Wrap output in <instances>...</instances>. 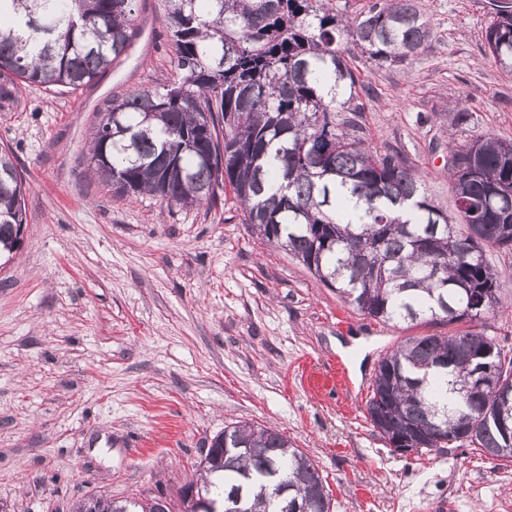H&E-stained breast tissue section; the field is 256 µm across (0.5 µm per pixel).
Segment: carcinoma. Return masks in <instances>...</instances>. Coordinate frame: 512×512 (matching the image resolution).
<instances>
[{
	"label": "carcinoma",
	"mask_w": 512,
	"mask_h": 512,
	"mask_svg": "<svg viewBox=\"0 0 512 512\" xmlns=\"http://www.w3.org/2000/svg\"><path fill=\"white\" fill-rule=\"evenodd\" d=\"M136 2L0 0V102L21 84L93 83L135 40ZM166 2L176 78L112 101L91 136L93 174L117 195L168 206L212 202L227 183L247 223L363 315L470 324L381 357L368 418L395 452L468 443L512 461V357L479 330L501 304L484 248H512V142L449 144L450 215L405 158L377 152L338 118L359 106L337 38L348 33L378 66L404 63L432 38L413 0H375L353 17L330 0ZM485 51L512 72L507 0L495 5ZM25 193L15 156L1 150V256L18 248ZM493 364L502 385L478 387ZM201 466L214 512H331L313 460L271 427H224ZM75 512L170 510L161 499L89 498Z\"/></svg>",
	"instance_id": "obj_1"
}]
</instances>
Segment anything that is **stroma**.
I'll return each mask as SVG.
<instances>
[{
    "label": "stroma",
    "mask_w": 512,
    "mask_h": 512,
    "mask_svg": "<svg viewBox=\"0 0 512 512\" xmlns=\"http://www.w3.org/2000/svg\"><path fill=\"white\" fill-rule=\"evenodd\" d=\"M433 39L380 67L350 37L366 144L397 152L453 210L448 144L512 141V74L486 54L488 0H414ZM139 34L96 84L22 85L0 148L26 182L20 248L0 266V512H72L91 496L183 512L214 436L272 426L317 465L335 512H512V463L465 445L393 452L366 410L379 359L462 323H382L247 224L231 189L212 204L119 196L89 171L112 101L172 81L164 0H137ZM468 109L452 127L450 98ZM502 309L483 330L512 350V249L490 247ZM350 384L336 386L335 363Z\"/></svg>",
    "instance_id": "stroma-1"
}]
</instances>
